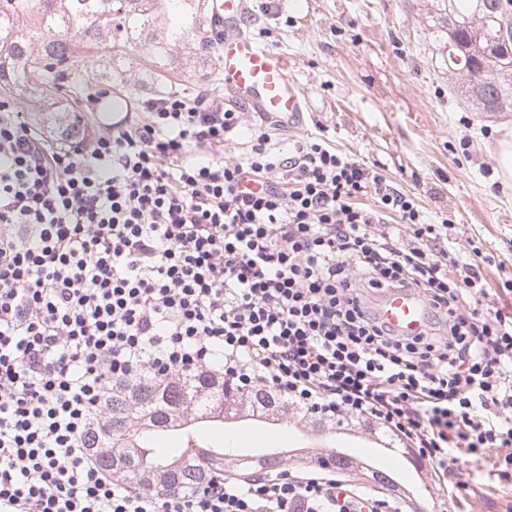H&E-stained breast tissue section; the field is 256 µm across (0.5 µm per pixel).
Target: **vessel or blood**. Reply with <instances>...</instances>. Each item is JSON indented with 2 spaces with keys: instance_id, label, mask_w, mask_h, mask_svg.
<instances>
[{
  "instance_id": "vessel-or-blood-1",
  "label": "vessel or blood",
  "mask_w": 512,
  "mask_h": 512,
  "mask_svg": "<svg viewBox=\"0 0 512 512\" xmlns=\"http://www.w3.org/2000/svg\"><path fill=\"white\" fill-rule=\"evenodd\" d=\"M250 13V0H212L211 29L221 31L217 44L219 72L225 86L233 91L248 111L280 126L302 124L308 110L304 94L288 74L285 57L262 44L243 29ZM378 316L406 336L423 331L428 311L421 297L409 289H396L382 297ZM247 438L240 448L244 459L255 461L281 454L291 438L279 437L277 430L260 421L242 419L216 426L207 441L209 455L224 454L221 435Z\"/></svg>"
}]
</instances>
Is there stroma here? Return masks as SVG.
<instances>
[{
	"instance_id": "1",
	"label": "stroma",
	"mask_w": 512,
	"mask_h": 512,
	"mask_svg": "<svg viewBox=\"0 0 512 512\" xmlns=\"http://www.w3.org/2000/svg\"><path fill=\"white\" fill-rule=\"evenodd\" d=\"M244 29L288 60L311 110L302 125L271 127L275 148L324 135L336 150L378 167L414 194L434 221L448 220V245L460 261L472 247L488 260L483 275L490 305L512 313V180L500 175L495 144L512 112H474L450 94L444 38L428 0H273L252 7ZM167 85L142 84L112 113H89L97 128L135 111L139 100L164 88L194 92L206 86L227 108L237 103L225 88L215 49L202 56L177 53L167 62ZM507 269H500V262ZM422 491L405 501L407 512H502L501 488L461 466L466 490L451 497L432 469L416 474Z\"/></svg>"
}]
</instances>
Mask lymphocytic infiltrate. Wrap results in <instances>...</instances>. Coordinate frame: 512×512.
<instances>
[{"instance_id":"lymphocytic-infiltrate-1","label":"lymphocytic infiltrate","mask_w":512,"mask_h":512,"mask_svg":"<svg viewBox=\"0 0 512 512\" xmlns=\"http://www.w3.org/2000/svg\"><path fill=\"white\" fill-rule=\"evenodd\" d=\"M138 108L53 147L0 107V512H337L318 470L161 495L100 468L113 386L203 368L512 487V314L479 312L447 223L325 138L277 151L211 89ZM387 288L422 296V334L379 318Z\"/></svg>"}]
</instances>
